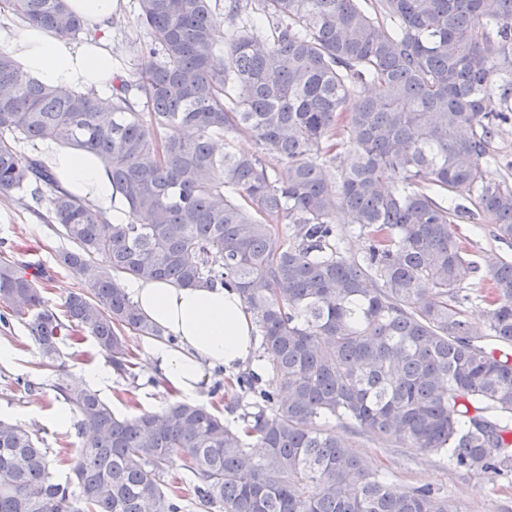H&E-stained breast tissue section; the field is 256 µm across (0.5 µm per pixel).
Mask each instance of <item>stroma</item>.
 <instances>
[{
	"instance_id": "stroma-1",
	"label": "stroma",
	"mask_w": 512,
	"mask_h": 512,
	"mask_svg": "<svg viewBox=\"0 0 512 512\" xmlns=\"http://www.w3.org/2000/svg\"><path fill=\"white\" fill-rule=\"evenodd\" d=\"M136 17L137 0H118L104 41L114 72L132 73L141 63L149 34L137 24ZM461 230L468 239L469 257L480 268H487L502 258L512 260V242L495 239L489 225L466 220ZM69 246L59 225L46 223L40 214L28 208L26 201L0 196V257L49 270L50 279L40 281L39 286L44 300L56 311L79 285L76 275L57 264V253ZM0 339L15 349L11 361L0 363V417L37 430L51 450L77 451L86 438L76 426L59 431L47 423L51 411L64 405L52 386L59 377L66 384H73L79 370L101 364L105 354L91 337H70L61 344V358L55 366H45L24 320L14 316L8 324L0 323ZM127 343L134 363L132 375H112L107 383L98 385L100 396L111 403L117 414L128 417L161 410L175 401L176 393L163 387L152 374L148 358L150 340L131 334ZM207 375L208 383L197 397V404L209 408L220 406L227 421H236L247 407L249 395L240 390L235 375L225 373L223 368L208 369ZM335 431L370 470L385 473L402 489L430 486L448 499L455 512H512L510 484L456 471L444 456L395 447L367 431L340 425Z\"/></svg>"
}]
</instances>
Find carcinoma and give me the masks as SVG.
<instances>
[{"instance_id": "1", "label": "carcinoma", "mask_w": 512, "mask_h": 512, "mask_svg": "<svg viewBox=\"0 0 512 512\" xmlns=\"http://www.w3.org/2000/svg\"><path fill=\"white\" fill-rule=\"evenodd\" d=\"M138 2L151 41L135 79L106 93L46 86L0 49V196L47 205L73 244L57 262L81 281L59 315L36 286L44 270L1 258L0 304L45 362L84 333L128 374L127 334L164 332L124 281L218 283L252 312L270 378L237 377L251 403L233 426L182 401L122 417L59 379L88 442L57 452L61 482L43 440L0 418V512H184L163 480L175 456L198 512H448L435 490L369 471L331 420L511 482L512 352L485 340L512 346V261L481 276L474 330L462 283L480 268L459 224L512 239V174L485 168L512 123V0H224L222 15L213 0ZM2 12L91 35L67 0H0ZM238 136L259 153L216 150ZM47 142L95 153L141 221L59 188L37 153ZM344 151L353 164L327 180L323 159ZM338 210L363 255L344 250Z\"/></svg>"}]
</instances>
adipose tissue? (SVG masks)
<instances>
[{
  "label": "adipose tissue",
  "instance_id": "obj_1",
  "mask_svg": "<svg viewBox=\"0 0 512 512\" xmlns=\"http://www.w3.org/2000/svg\"><path fill=\"white\" fill-rule=\"evenodd\" d=\"M68 6L97 30V37L77 41L29 25L12 43L14 59L24 72L53 88L106 89L112 81V58L101 36L110 26L118 0H68ZM43 160L69 193L112 215L121 210L110 178L92 152L52 147ZM130 291L142 315L178 341L174 347L159 343L149 350L153 365L175 393L199 395L206 368L217 364L264 374L267 363L256 354L253 317L235 289L140 279L131 283Z\"/></svg>",
  "mask_w": 512,
  "mask_h": 512
}]
</instances>
